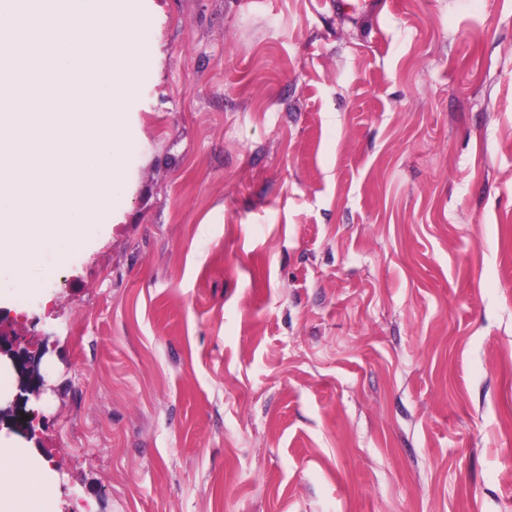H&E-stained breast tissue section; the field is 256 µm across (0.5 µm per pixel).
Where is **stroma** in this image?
Returning a JSON list of instances; mask_svg holds the SVG:
<instances>
[{
  "label": "stroma",
  "instance_id": "stroma-1",
  "mask_svg": "<svg viewBox=\"0 0 512 512\" xmlns=\"http://www.w3.org/2000/svg\"><path fill=\"white\" fill-rule=\"evenodd\" d=\"M152 0L118 224L0 321L55 512H512V0Z\"/></svg>",
  "mask_w": 512,
  "mask_h": 512
}]
</instances>
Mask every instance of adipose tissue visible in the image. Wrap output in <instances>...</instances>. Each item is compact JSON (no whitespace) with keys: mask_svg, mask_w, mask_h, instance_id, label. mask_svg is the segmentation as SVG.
Segmentation results:
<instances>
[{"mask_svg":"<svg viewBox=\"0 0 512 512\" xmlns=\"http://www.w3.org/2000/svg\"><path fill=\"white\" fill-rule=\"evenodd\" d=\"M21 472L32 479L44 477L37 461L22 452L14 440L0 442V512H53L48 500L21 499L8 493V486Z\"/></svg>","mask_w":512,"mask_h":512,"instance_id":"1","label":"adipose tissue"}]
</instances>
